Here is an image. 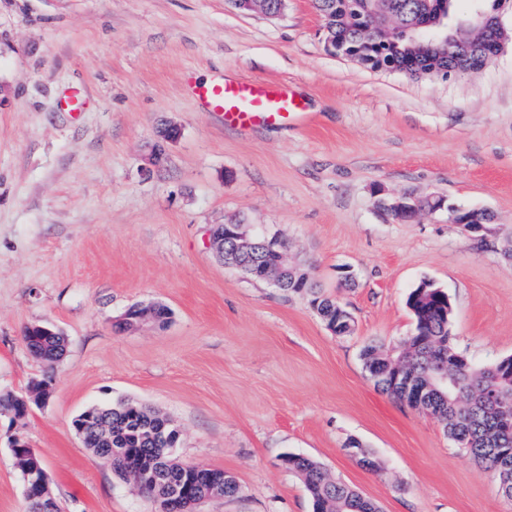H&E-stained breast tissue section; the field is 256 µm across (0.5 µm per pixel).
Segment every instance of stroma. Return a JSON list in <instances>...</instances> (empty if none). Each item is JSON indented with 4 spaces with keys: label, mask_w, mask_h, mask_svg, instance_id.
Listing matches in <instances>:
<instances>
[{
    "label": "stroma",
    "mask_w": 512,
    "mask_h": 512,
    "mask_svg": "<svg viewBox=\"0 0 512 512\" xmlns=\"http://www.w3.org/2000/svg\"><path fill=\"white\" fill-rule=\"evenodd\" d=\"M217 73L288 84L305 112L225 126L190 88ZM75 89L78 114L59 105ZM165 123L181 137L148 168ZM378 189L490 210L499 234L482 249L444 212L393 221ZM237 223L286 240L355 332L333 335L305 296L226 267L208 230ZM511 241V50L417 78L330 54L312 0L275 16L230 0H0V393L53 388L24 417L0 414V512L28 510L16 436L61 512H158L73 427L126 400L174 422L177 461L237 481V496L195 512H312L287 454L381 512H512L442 425L380 391L362 360L370 342L408 337L407 296L425 279L447 291L468 359L512 355ZM151 302L170 308L165 325L118 326ZM33 324L64 334L56 365L24 344ZM353 439L378 470L349 455ZM12 448H23L22 450L19 451L15 450L14 456L18 460L20 468L24 472L25 478H27L31 474L38 473V481L43 485H47L46 471H38V466L35 465V454L33 450L29 447L28 443L26 441L21 442L20 440H18V442L12 445Z\"/></svg>",
    "instance_id": "35a3bbf8"
}]
</instances>
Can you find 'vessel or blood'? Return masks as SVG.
Instances as JSON below:
<instances>
[{"instance_id":"obj_1","label":"vessel or blood","mask_w":512,"mask_h":512,"mask_svg":"<svg viewBox=\"0 0 512 512\" xmlns=\"http://www.w3.org/2000/svg\"><path fill=\"white\" fill-rule=\"evenodd\" d=\"M194 93L206 111L217 113L226 124L248 128L283 124L301 115L304 105L287 87L265 81H225L218 77L199 83Z\"/></svg>"}]
</instances>
